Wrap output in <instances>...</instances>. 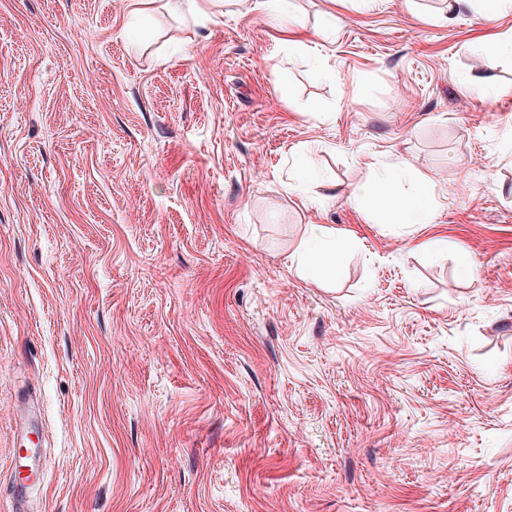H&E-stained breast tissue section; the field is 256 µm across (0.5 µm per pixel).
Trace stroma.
<instances>
[{
  "instance_id": "1",
  "label": "stroma",
  "mask_w": 512,
  "mask_h": 512,
  "mask_svg": "<svg viewBox=\"0 0 512 512\" xmlns=\"http://www.w3.org/2000/svg\"><path fill=\"white\" fill-rule=\"evenodd\" d=\"M293 4L0 0V512H512V8ZM403 172L404 169L398 167L380 179L363 183L354 189L351 198L374 200L382 214L391 220L403 218L405 224L431 223L432 210L427 201L429 181L420 182L412 196H404L397 190ZM336 239L326 231L311 228L298 251V272L317 283L336 279Z\"/></svg>"
}]
</instances>
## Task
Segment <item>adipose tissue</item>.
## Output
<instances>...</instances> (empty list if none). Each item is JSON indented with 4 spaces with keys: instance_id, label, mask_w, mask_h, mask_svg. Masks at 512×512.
<instances>
[{
    "instance_id": "adipose-tissue-1",
    "label": "adipose tissue",
    "mask_w": 512,
    "mask_h": 512,
    "mask_svg": "<svg viewBox=\"0 0 512 512\" xmlns=\"http://www.w3.org/2000/svg\"><path fill=\"white\" fill-rule=\"evenodd\" d=\"M401 169H394L388 175L363 183L352 193L353 199L374 200L382 214L389 219H404L408 224H428L432 221V210L428 205L429 187L420 182L413 195L400 194L397 183ZM336 241L325 231L309 230L298 251L299 273L318 283L334 281L336 278Z\"/></svg>"
}]
</instances>
